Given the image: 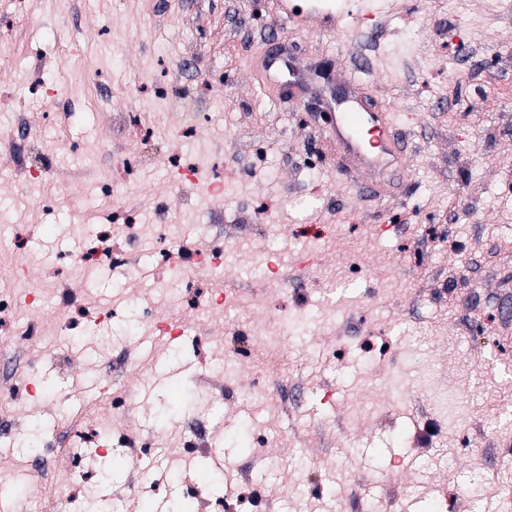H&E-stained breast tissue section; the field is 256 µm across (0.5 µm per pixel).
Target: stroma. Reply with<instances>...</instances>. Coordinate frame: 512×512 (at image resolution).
<instances>
[{
    "label": "stroma",
    "instance_id": "35a3bbf8",
    "mask_svg": "<svg viewBox=\"0 0 512 512\" xmlns=\"http://www.w3.org/2000/svg\"><path fill=\"white\" fill-rule=\"evenodd\" d=\"M504 0H378V39L302 30L276 0H0V512H173L222 453L212 512H488L512 491V10ZM287 34L297 81L348 74L396 116L404 168L383 198L342 182L308 93L243 67ZM207 103L198 134L167 97ZM199 164L202 184L180 185ZM223 182L221 195L209 186ZM318 242L296 247L302 225ZM138 264L79 257L101 231ZM223 249L160 278L162 251ZM315 256L303 269L305 256ZM271 277L250 284L255 263ZM47 298L39 352L7 353L5 275ZM255 342L224 373V304ZM177 314V337L153 328ZM305 325L273 336L278 322ZM116 380L105 388L106 368ZM42 423L44 456L20 454ZM146 482L103 476L120 434ZM67 449L75 502L23 471Z\"/></svg>",
    "mask_w": 512,
    "mask_h": 512
}]
</instances>
